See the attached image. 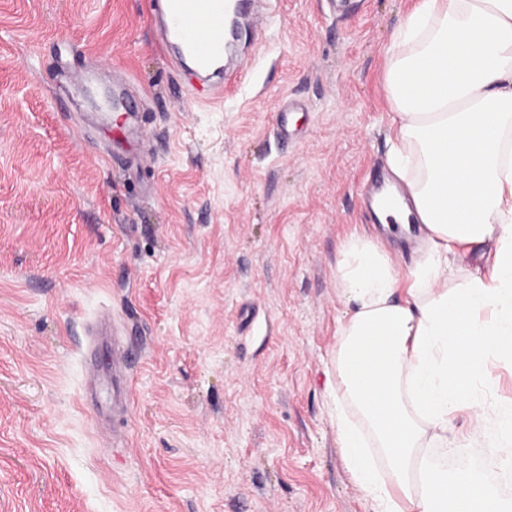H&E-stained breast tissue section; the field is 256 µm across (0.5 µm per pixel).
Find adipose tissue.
Segmentation results:
<instances>
[{
  "label": "adipose tissue",
  "instance_id": "ef3b65f1",
  "mask_svg": "<svg viewBox=\"0 0 512 512\" xmlns=\"http://www.w3.org/2000/svg\"><path fill=\"white\" fill-rule=\"evenodd\" d=\"M389 164L416 222L407 271L373 238L340 250L346 305L329 389L342 460L369 512H512L471 444L512 466V0H416L386 50ZM487 267L469 271L473 252Z\"/></svg>",
  "mask_w": 512,
  "mask_h": 512
}]
</instances>
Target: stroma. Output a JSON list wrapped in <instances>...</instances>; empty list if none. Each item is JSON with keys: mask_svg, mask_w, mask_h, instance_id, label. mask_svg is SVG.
Instances as JSON below:
<instances>
[{"mask_svg": "<svg viewBox=\"0 0 512 512\" xmlns=\"http://www.w3.org/2000/svg\"><path fill=\"white\" fill-rule=\"evenodd\" d=\"M341 2L243 16L247 67L207 99L150 0H0V512H367L328 389L336 267L353 235L411 264L359 187L414 0ZM116 68L135 136L95 106Z\"/></svg>", "mask_w": 512, "mask_h": 512, "instance_id": "35a3bbf8", "label": "stroma"}]
</instances>
